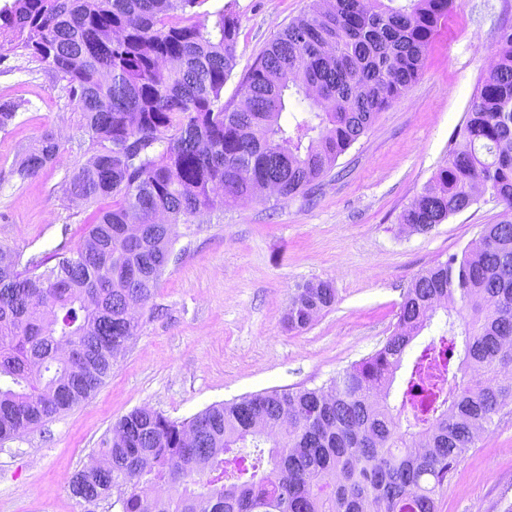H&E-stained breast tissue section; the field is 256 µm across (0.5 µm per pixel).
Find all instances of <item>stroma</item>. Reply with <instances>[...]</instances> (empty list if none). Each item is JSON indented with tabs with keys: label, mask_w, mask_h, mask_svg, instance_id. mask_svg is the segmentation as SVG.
Returning <instances> with one entry per match:
<instances>
[{
	"label": "stroma",
	"mask_w": 512,
	"mask_h": 512,
	"mask_svg": "<svg viewBox=\"0 0 512 512\" xmlns=\"http://www.w3.org/2000/svg\"><path fill=\"white\" fill-rule=\"evenodd\" d=\"M234 2L241 21L238 80L314 0ZM512 0H454L417 82L341 155L311 194L256 200L205 212L174 229V254L138 313L137 336L88 399L44 427L0 444V512H120L69 490L113 423L147 406L182 421L207 406L274 388L321 387L391 335L404 295L433 265L478 242L500 204L482 198L422 233L398 215L445 165L488 68ZM0 100L21 102L0 130V251L29 259L59 243L77 245L92 206L67 198L66 174L87 159L76 116L43 65L0 49ZM62 147L56 162L22 181L14 170L44 129ZM328 281L335 304L306 328L285 314L297 288ZM512 504V406L495 416L437 495V512H504Z\"/></svg>",
	"instance_id": "1"
}]
</instances>
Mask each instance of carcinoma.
Here are the masks:
<instances>
[{
  "label": "carcinoma",
  "mask_w": 512,
  "mask_h": 512,
  "mask_svg": "<svg viewBox=\"0 0 512 512\" xmlns=\"http://www.w3.org/2000/svg\"><path fill=\"white\" fill-rule=\"evenodd\" d=\"M207 0H13L0 48L63 82L92 155L64 182L73 200L112 198L74 247L0 264V443L90 397L133 340L132 298L147 303L167 268L172 226L276 184L284 198L328 174L381 111L417 81L452 0H326L282 29L224 100L240 34ZM446 165L398 215L420 230L487 194L503 205L467 247L408 288L384 344L326 387L273 389L175 421L140 407L112 425L69 480L82 500L120 493V512H437L436 496L477 431L512 404V27L492 49ZM22 104L0 101V130ZM44 130L15 169L53 164ZM309 282L285 320L304 329L333 305ZM446 315L444 347L414 361L389 398L406 348ZM458 363L448 391L428 370ZM202 431L199 445L188 434Z\"/></svg>",
  "instance_id": "1"
}]
</instances>
